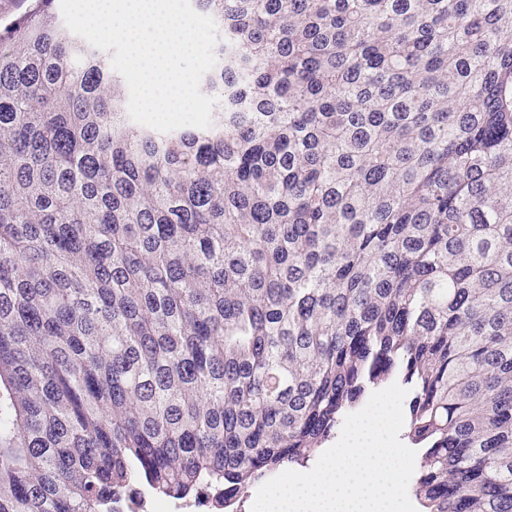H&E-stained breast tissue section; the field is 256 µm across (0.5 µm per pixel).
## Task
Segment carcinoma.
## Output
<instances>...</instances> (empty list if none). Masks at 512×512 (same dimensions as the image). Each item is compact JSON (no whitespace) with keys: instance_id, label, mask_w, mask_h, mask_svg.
Returning a JSON list of instances; mask_svg holds the SVG:
<instances>
[{"instance_id":"cac0c4a2","label":"carcinoma","mask_w":512,"mask_h":512,"mask_svg":"<svg viewBox=\"0 0 512 512\" xmlns=\"http://www.w3.org/2000/svg\"><path fill=\"white\" fill-rule=\"evenodd\" d=\"M193 2L208 129L0 28V512L227 502L393 382L425 512H512V0Z\"/></svg>"}]
</instances>
